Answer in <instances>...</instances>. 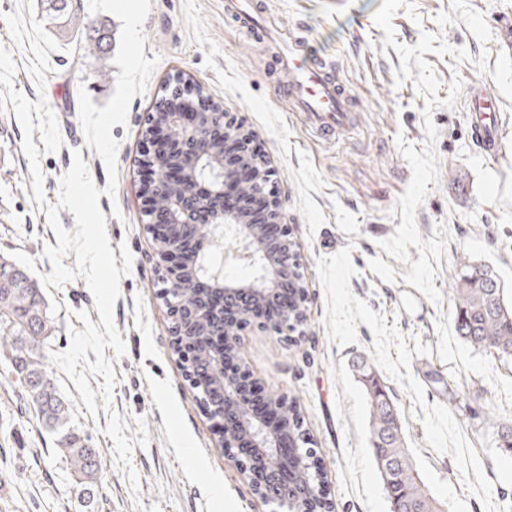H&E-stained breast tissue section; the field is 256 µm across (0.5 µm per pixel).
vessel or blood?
I'll return each instance as SVG.
<instances>
[{"label": "vessel or blood", "instance_id": "obj_1", "mask_svg": "<svg viewBox=\"0 0 512 512\" xmlns=\"http://www.w3.org/2000/svg\"><path fill=\"white\" fill-rule=\"evenodd\" d=\"M280 64L288 76L286 85L292 109L310 129L330 141L353 125L355 116L344 89L327 75L323 67L307 61L299 43L284 42ZM469 103L475 114L470 127L471 138L485 156H498L501 120L495 101L486 95L482 83L470 85Z\"/></svg>", "mask_w": 512, "mask_h": 512}]
</instances>
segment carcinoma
Masks as SVG:
<instances>
[{"mask_svg": "<svg viewBox=\"0 0 512 512\" xmlns=\"http://www.w3.org/2000/svg\"><path fill=\"white\" fill-rule=\"evenodd\" d=\"M45 12L55 20L71 14L72 0H44ZM199 89L175 76L164 86L163 95L153 106V119L144 135L162 132L161 112L167 99L177 96L193 99ZM223 242H207L202 253L186 252L185 260L196 268L204 261L216 258ZM453 301V327L456 335L470 346L489 352L500 361H512V299L505 294L499 276L487 265L467 263L450 284ZM159 296L165 302L181 306L194 303L192 288H174L170 276L162 274ZM197 336L189 348L194 372L208 366L205 338L215 335L214 326L206 319L195 322ZM51 321L41 289L27 271L7 261L0 262V348L7 351L8 361L16 381L24 388L27 402L41 420L42 426L57 437V446L70 469L84 484L94 485L102 470L103 449L92 448L87 438L71 427L66 401L52 390L44 379L50 378L44 364L43 349L50 337ZM370 408V439L376 466L381 474L389 512L394 506L406 512H443L441 505L425 490L409 450L404 448L402 423L386 387L367 364L358 370ZM288 429L297 438L298 454L307 463L297 473L300 482L318 488L324 484L322 464L314 442L302 426L299 413L290 404L283 410ZM293 512H332L329 497L317 501L297 499Z\"/></svg>", "mask_w": 512, "mask_h": 512, "instance_id": "cac0c4a2", "label": "carcinoma"}]
</instances>
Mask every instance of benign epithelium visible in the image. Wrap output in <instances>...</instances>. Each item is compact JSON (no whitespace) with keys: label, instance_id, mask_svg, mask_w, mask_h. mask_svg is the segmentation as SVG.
Instances as JSON below:
<instances>
[{"label":"benign epithelium","instance_id":"7a95c632","mask_svg":"<svg viewBox=\"0 0 512 512\" xmlns=\"http://www.w3.org/2000/svg\"><path fill=\"white\" fill-rule=\"evenodd\" d=\"M222 126L208 127L204 123V112H167L165 123L166 137L154 141L153 153L159 155L183 149L191 152V156L201 167L207 169L210 177L211 189L204 198L194 197V190L198 182L197 172L193 169H175L171 176L175 177L184 188L183 194L173 196L157 206L149 199V186L141 191L143 212L149 217L147 228L153 243L167 245L166 264L174 268L180 264L182 253L173 243L171 234L173 229L188 223L185 214L189 213L186 202H192L194 211L207 215L205 226L221 233L224 238H230L237 247L224 253V260L213 269L206 268V277L213 282L216 289L226 295H235L240 292L249 294L259 302H265L274 297L282 281L291 283L294 300L282 308L278 316L268 321H257L244 310L238 315L232 326L224 327L223 346L220 349H210L212 360L211 374L221 387V395L217 401L220 419L230 414L235 419V427L220 429V436L224 438V447L231 450L247 443L249 447L264 460V465L254 466L245 459L239 460L242 471L247 475L252 487L261 498L276 503L280 512H288V456L281 453L285 441L296 446L293 438L288 434V425L285 421L271 424L262 416L256 414L244 403L240 394L241 379H249L259 383L249 366L241 360L240 345L243 333L257 323L267 330L280 335L292 331L294 322L292 314L300 299L306 298V292L298 286V281L289 273L292 263L289 259L295 251L291 245L295 244L291 229L285 222L284 215L275 200V196L267 191V175L269 169L264 159L257 155L252 148V135L243 130L229 112H219ZM214 140H220L226 145L235 148V164L230 166L211 150ZM244 171L247 178L238 190L245 198L256 197L265 201L263 221L254 219L251 212L244 208L240 210H227L224 208V192L227 184L236 180L237 173ZM273 224L278 229L274 238L266 234V225ZM230 261L244 262L255 268V273L248 280H233L224 276V265ZM168 310L174 323L185 328L178 335H188L186 329L197 319L212 317L217 314L209 303H203L190 308L185 315H180L177 308L168 305ZM233 345V354L239 359L240 371L238 377L224 375V359L228 355V345Z\"/></svg>","mask_w":512,"mask_h":512}]
</instances>
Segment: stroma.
I'll use <instances>...</instances> for the list:
<instances>
[{"instance_id": "35a3bbf8", "label": "stroma", "mask_w": 512, "mask_h": 512, "mask_svg": "<svg viewBox=\"0 0 512 512\" xmlns=\"http://www.w3.org/2000/svg\"><path fill=\"white\" fill-rule=\"evenodd\" d=\"M262 25L225 16L224 0H151L145 58H157L131 102L118 142L115 197L100 196L111 249L133 261L113 319L124 355L113 407L124 434L147 447L115 456L105 412L89 414L73 382L47 364L72 425L104 449L92 491L74 474L0 352V512H273L253 490L204 413L173 352L161 269L141 210L139 160L148 111L176 73L234 113L272 171L298 244L308 301L300 335L252 328L241 356L263 384L296 401L322 461L334 512H389L370 444L355 365L368 360L402 422L419 478L446 512H512V456L494 416L512 415V362L464 343L452 324L450 283L465 263L493 268L512 298V0H255ZM79 31L41 0H0V259L33 280L52 271L57 238L47 207L81 153L97 188L108 171L88 147L79 89L112 96L121 22L76 4ZM105 26V52L88 29ZM330 68L358 122L324 142L291 112L280 38ZM480 80L503 121L501 154L470 137L465 98ZM49 350L62 352L78 312L100 316L84 278L43 292ZM137 473L130 484L126 468ZM222 496H215L214 488Z\"/></svg>"}]
</instances>
